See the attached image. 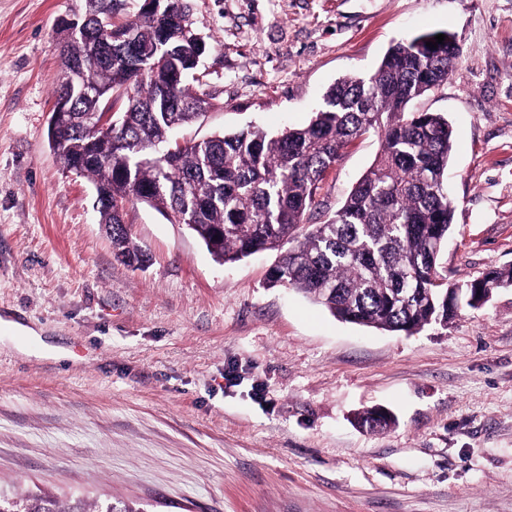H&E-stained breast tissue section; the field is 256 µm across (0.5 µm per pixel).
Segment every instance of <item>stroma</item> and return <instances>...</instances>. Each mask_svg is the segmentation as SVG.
<instances>
[{
	"instance_id": "obj_1",
	"label": "stroma",
	"mask_w": 512,
	"mask_h": 512,
	"mask_svg": "<svg viewBox=\"0 0 512 512\" xmlns=\"http://www.w3.org/2000/svg\"><path fill=\"white\" fill-rule=\"evenodd\" d=\"M213 107L184 139L308 125L396 42L456 35L448 282L512 265V0H187ZM82 0H0V490L145 512H512V287L408 335L270 288L275 253L216 262L137 204L117 259L93 189L49 146L57 28ZM381 149L329 171L333 216ZM394 418L371 430L356 417Z\"/></svg>"
}]
</instances>
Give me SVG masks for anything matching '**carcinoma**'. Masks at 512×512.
I'll list each match as a JSON object with an SVG mask.
<instances>
[{"instance_id":"obj_1","label":"carcinoma","mask_w":512,"mask_h":512,"mask_svg":"<svg viewBox=\"0 0 512 512\" xmlns=\"http://www.w3.org/2000/svg\"><path fill=\"white\" fill-rule=\"evenodd\" d=\"M87 31L62 41L63 66L84 67L100 90L74 95L75 122L50 145L64 167L88 178L99 223L112 231V250L127 265L148 262L128 236L126 209L145 204L183 224L221 263L261 251L280 252L269 287L295 289L337 318L412 335L448 324V288L475 307V288L512 286V266L448 285L437 260L454 209L444 175L454 133L439 112L413 103L446 83L459 55L455 34L438 32L391 46L377 69L346 76L326 92L324 106L303 128L262 129L177 143L175 133L203 113L206 85L189 79L199 51L187 0H166L150 17L136 9L121 21L112 0H85ZM123 110L112 130L83 126L89 110ZM379 133L382 148L344 203L323 224L304 216L327 172L358 137ZM0 512H141L110 503H66L50 492L0 494Z\"/></svg>"}]
</instances>
